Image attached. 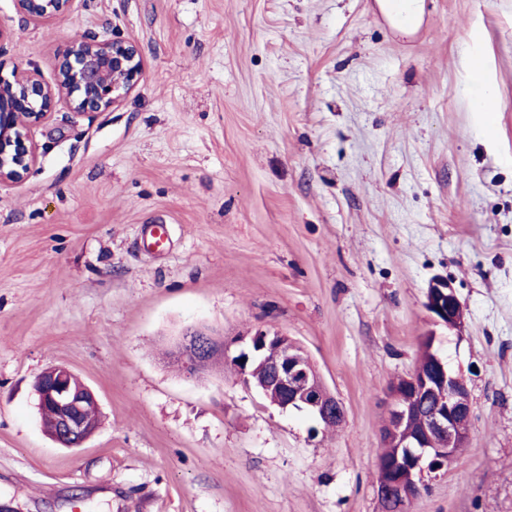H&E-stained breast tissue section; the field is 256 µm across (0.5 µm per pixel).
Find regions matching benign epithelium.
Instances as JSON below:
<instances>
[{"instance_id": "1", "label": "benign epithelium", "mask_w": 512, "mask_h": 512, "mask_svg": "<svg viewBox=\"0 0 512 512\" xmlns=\"http://www.w3.org/2000/svg\"><path fill=\"white\" fill-rule=\"evenodd\" d=\"M75 0H15L23 22L40 25L68 15ZM143 73V56L138 43L121 37L99 38L85 35L68 41L54 83L49 84L37 71L14 68L10 75L0 73V188L22 183L37 161L31 129L44 122L59 102L77 115L106 112L118 106L137 86ZM427 307L438 320L457 329L463 324L461 304L448 281L436 278L427 292ZM188 375H194L219 357L240 366L243 381L257 388L273 405L283 410L308 412L317 426L330 425L344 416L341 402L326 389L320 375L302 347L290 337L264 329L230 340L210 331L188 327L171 350ZM264 364L261 381L249 376L254 362ZM441 387L442 406L433 412L424 429L414 435L406 432L411 422V404L400 399V391L425 393ZM36 407L55 412L54 440L65 448H81L94 432L84 417L86 403L95 401L86 386H72V372L61 365L45 369L35 386ZM386 434L400 448L393 463L396 480L377 481V498L382 504L398 490L402 509L423 494L424 473H437L454 458L466 441L472 413L470 391L461 374L448 368L433 354L432 368H415L395 383L389 396ZM446 438L444 448L431 447L432 437Z\"/></svg>"}]
</instances>
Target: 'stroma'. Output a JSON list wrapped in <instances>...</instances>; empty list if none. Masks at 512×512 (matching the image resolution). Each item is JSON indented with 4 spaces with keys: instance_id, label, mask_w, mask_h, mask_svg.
Segmentation results:
<instances>
[{
    "instance_id": "35a3bbf8",
    "label": "stroma",
    "mask_w": 512,
    "mask_h": 512,
    "mask_svg": "<svg viewBox=\"0 0 512 512\" xmlns=\"http://www.w3.org/2000/svg\"><path fill=\"white\" fill-rule=\"evenodd\" d=\"M421 2L402 30L375 0H75L40 26L0 0V73L53 82L77 33L144 62L114 109L58 103L0 189V512H381L387 392L425 336L472 418L408 512H512V0ZM438 277L461 329L426 307ZM190 326L288 335L342 424L310 436L219 359L187 375ZM50 365L103 414L76 452L40 425Z\"/></svg>"
}]
</instances>
